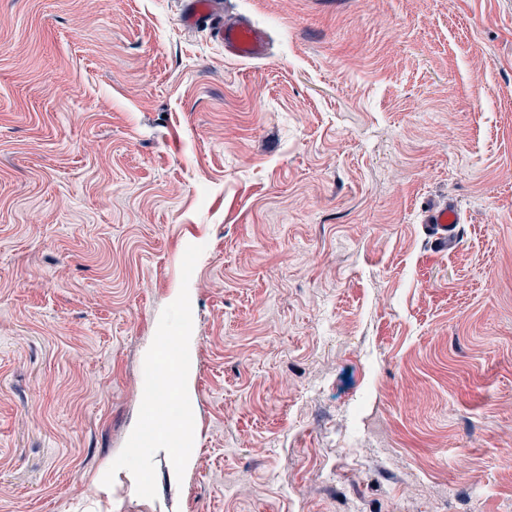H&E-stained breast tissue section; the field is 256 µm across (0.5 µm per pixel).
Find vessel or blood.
Instances as JSON below:
<instances>
[{"mask_svg":"<svg viewBox=\"0 0 512 512\" xmlns=\"http://www.w3.org/2000/svg\"><path fill=\"white\" fill-rule=\"evenodd\" d=\"M183 21L189 26L210 28L227 56L250 60L266 54V38L262 29L245 18L233 21L219 19L217 0H185ZM426 222L431 236L440 245L452 246L460 236L455 208L431 211Z\"/></svg>","mask_w":512,"mask_h":512,"instance_id":"1","label":"vessel or blood"}]
</instances>
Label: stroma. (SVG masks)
I'll return each instance as SVG.
<instances>
[{
    "label": "stroma",
    "mask_w": 512,
    "mask_h": 512,
    "mask_svg": "<svg viewBox=\"0 0 512 512\" xmlns=\"http://www.w3.org/2000/svg\"><path fill=\"white\" fill-rule=\"evenodd\" d=\"M219 2L265 58L0 0V512H512V0ZM191 244L198 441L145 499L102 478ZM425 224L437 243L451 247L460 236V225L455 208L444 207L427 215Z\"/></svg>",
    "instance_id": "obj_1"
}]
</instances>
